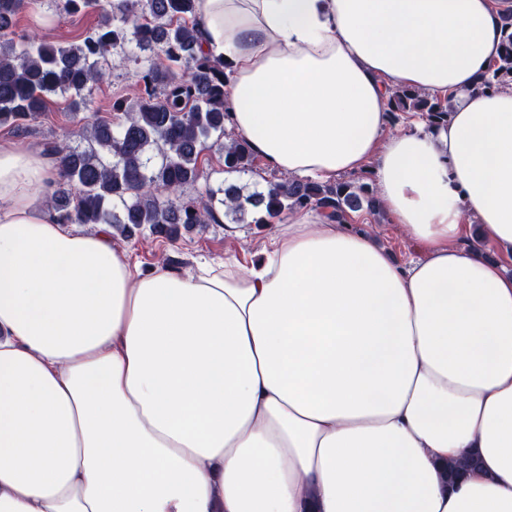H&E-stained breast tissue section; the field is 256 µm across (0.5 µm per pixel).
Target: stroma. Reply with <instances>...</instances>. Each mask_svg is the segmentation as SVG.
<instances>
[{
	"label": "stroma",
	"mask_w": 512,
	"mask_h": 512,
	"mask_svg": "<svg viewBox=\"0 0 512 512\" xmlns=\"http://www.w3.org/2000/svg\"><path fill=\"white\" fill-rule=\"evenodd\" d=\"M64 0H24L17 18V31L27 41L38 43L67 44L80 41L97 26L99 15L95 12L76 14L66 13ZM133 63L114 58L109 76L93 92L80 114L70 112L64 100H53L42 117L34 122L27 135L16 136L8 128H0V141H16L17 144L34 150H42L47 141H71L79 144L77 132L80 117L99 115L110 116L113 99H125L128 106H136L142 90L133 74ZM217 150L206 151L204 172L194 186L185 191L186 197L204 196L206 190H213V207H220L224 197V187L237 184L255 189L262 182L279 180V172L267 169L262 163H255L248 173L225 171L218 159ZM359 217L364 230L375 235L394 256L401 260L416 257L417 251L407 231L388 219L374 220L368 211H360ZM267 236L266 230L253 224L236 222L233 215H226L220 223L183 234L174 242L151 235L142 234L129 241H118V248L126 251L141 270H149L157 262H165L176 269L187 270L200 259L219 261L224 257H234L242 269H249L255 253L261 249Z\"/></svg>",
	"instance_id": "stroma-1"
}]
</instances>
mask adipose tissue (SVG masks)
<instances>
[{
	"mask_svg": "<svg viewBox=\"0 0 512 512\" xmlns=\"http://www.w3.org/2000/svg\"><path fill=\"white\" fill-rule=\"evenodd\" d=\"M511 12L198 0L236 135L288 175L371 169L407 262L302 209L248 273L142 271L1 141L0 512H512V86L476 85ZM395 85L447 123L388 135Z\"/></svg>",
	"mask_w": 512,
	"mask_h": 512,
	"instance_id": "1",
	"label": "adipose tissue"
}]
</instances>
